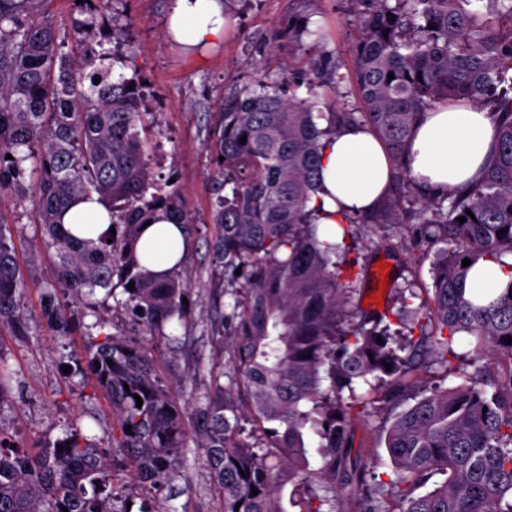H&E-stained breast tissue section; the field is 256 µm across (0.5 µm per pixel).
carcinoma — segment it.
<instances>
[{
  "instance_id": "carcinoma-1",
  "label": "carcinoma",
  "mask_w": 512,
  "mask_h": 512,
  "mask_svg": "<svg viewBox=\"0 0 512 512\" xmlns=\"http://www.w3.org/2000/svg\"><path fill=\"white\" fill-rule=\"evenodd\" d=\"M51 2L0 0V200L35 193L36 247L59 257L56 282L44 291L48 320L63 316L57 292L88 299L104 289L142 334L164 341L169 357L121 334H88L86 364L111 403V448L75 429L34 453L0 444V512H111L112 449L124 450L142 483L161 489L184 478L192 439L221 512H286L290 483L323 490L292 498L300 512H512V343H504L512 339V281L486 296L464 288L472 265L504 266L502 257L512 255V0H484L483 12L472 9L474 0H353L361 36L351 79L360 113L324 112L315 85L306 97L289 94L260 68L252 83L222 97L208 141L223 177L214 188L211 262L224 270L234 305L212 338L232 357L229 371L210 369L211 393L191 417L179 382L167 380L182 341L164 332L174 319L187 322L189 287L178 269L161 279L143 269L135 244L158 211L191 238L198 225L170 182L174 174L153 168L141 132L156 118L146 112L142 81L96 66L106 56L103 40L124 39L120 0H81L71 46ZM309 24L297 16L288 44L274 40L266 51L304 49ZM324 64L336 94L346 80L342 64L331 51ZM462 101L494 104L498 152L479 183L427 195L410 178L407 145L430 107ZM345 124L381 139L396 187L375 211L341 225L342 239L362 225L406 223L408 202L417 242L444 244L427 300L401 296L393 317L410 336L396 348L390 324L359 317L354 263L333 260L341 244L318 239L309 207L324 141ZM93 194L111 211L116 234L96 242L69 236L62 212ZM25 288L0 228V325L19 335L25 326L14 312ZM458 333L475 340L461 382L427 386L421 372L433 357L448 362ZM365 412L383 416L379 442L393 467L386 482L374 448L353 451L354 421ZM243 419L259 441L242 437Z\"/></svg>"
}]
</instances>
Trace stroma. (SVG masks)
I'll list each match as a JSON object with an SVG mask.
<instances>
[{
	"label": "stroma",
	"mask_w": 512,
	"mask_h": 512,
	"mask_svg": "<svg viewBox=\"0 0 512 512\" xmlns=\"http://www.w3.org/2000/svg\"><path fill=\"white\" fill-rule=\"evenodd\" d=\"M168 0H123L128 35L115 48L113 76L136 75L145 88L146 108L157 113L159 125L152 139L158 144L155 170L176 173L178 185L188 201L199 227L193 239L192 257L182 276L189 283L187 322L171 321L165 327L170 336L185 338L176 377L185 381V397L191 405L204 402L211 388V359L217 346L211 327L217 313L231 312L234 299L225 294L213 276L208 245L214 235L211 222L215 197L212 185L217 172L207 150L209 129L217 112L221 93L252 82V63L263 59L265 72L273 78L294 75L298 82H310L318 67L319 54L314 36L304 39L306 48L293 56L260 57L264 46L278 33L287 31L288 20L306 11L312 26L333 33L329 50L345 65L353 63V47L360 36L351 20L350 0H239L231 25L218 46L187 60L184 49L168 41L164 19ZM31 202H0V216L10 227L21 278L27 283L16 307L26 326L25 335L0 327V363L11 380L0 401V435L19 448H31L62 438L66 430H80L91 442L108 447L112 439V411L108 401L93 392L83 360L84 326L96 317L108 320L110 333H132L126 316L113 314L112 298L97 292L95 314H87L84 298H68L71 311L81 314V325L71 331L50 323L42 313L43 291L54 282L57 259L33 250L37 230L31 222ZM405 229L396 225L361 228L358 239L343 250L342 257L358 261L362 267L357 284L361 315L373 316L367 304L371 289L370 268L377 261L391 267L386 287V307L397 310L400 289L411 287L424 292L431 287L433 250L405 249ZM153 512L155 504L137 481L132 464L118 459L113 481L112 512ZM170 512H220L221 502L210 489V477L197 448L187 453L183 480L169 493Z\"/></svg>",
	"instance_id": "stroma-1"
}]
</instances>
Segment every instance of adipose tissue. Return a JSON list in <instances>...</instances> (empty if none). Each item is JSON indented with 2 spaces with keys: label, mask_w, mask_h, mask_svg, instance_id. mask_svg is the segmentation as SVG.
<instances>
[{
  "label": "adipose tissue",
  "mask_w": 512,
  "mask_h": 512,
  "mask_svg": "<svg viewBox=\"0 0 512 512\" xmlns=\"http://www.w3.org/2000/svg\"><path fill=\"white\" fill-rule=\"evenodd\" d=\"M220 0H172L167 33L177 42L207 46L224 37ZM496 124L490 108L438 105L427 112L408 144L412 178L423 189L446 192L479 182L497 150ZM320 190L312 203L320 213L318 237L330 244L341 238L345 216L377 208L391 182V167L382 143L358 128L341 129L325 143ZM65 230L85 240H98L112 226L109 210L98 199L68 208L61 216ZM190 242L179 225L165 215L144 227L137 243L141 264L156 274L185 258Z\"/></svg>",
  "instance_id": "ef3b65f1"
}]
</instances>
